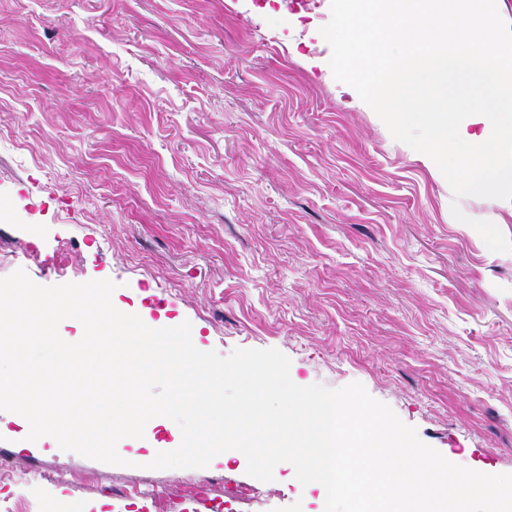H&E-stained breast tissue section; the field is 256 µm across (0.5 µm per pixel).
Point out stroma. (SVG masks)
Returning <instances> with one entry per match:
<instances>
[{
	"label": "stroma",
	"instance_id": "obj_1",
	"mask_svg": "<svg viewBox=\"0 0 512 512\" xmlns=\"http://www.w3.org/2000/svg\"><path fill=\"white\" fill-rule=\"evenodd\" d=\"M331 0H0V278L111 280L202 351L275 348L301 386L364 385L452 463L512 473V214L454 197L342 93ZM463 215L454 223L451 213ZM0 410V512H325L287 463L115 466L23 442ZM186 482L191 499L177 498ZM133 486L135 503L114 498Z\"/></svg>",
	"mask_w": 512,
	"mask_h": 512
}]
</instances>
